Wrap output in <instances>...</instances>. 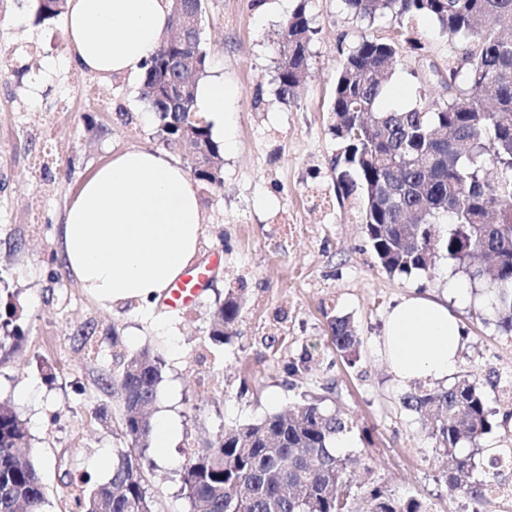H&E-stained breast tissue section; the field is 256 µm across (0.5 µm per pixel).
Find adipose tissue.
<instances>
[{"instance_id": "obj_1", "label": "adipose tissue", "mask_w": 512, "mask_h": 512, "mask_svg": "<svg viewBox=\"0 0 512 512\" xmlns=\"http://www.w3.org/2000/svg\"><path fill=\"white\" fill-rule=\"evenodd\" d=\"M70 60L103 76H137L168 28L165 0H67ZM233 91L223 79L199 82L196 104L213 137L224 134ZM203 235L199 199L188 173L160 150L113 155L81 186L60 229L61 258L101 306L151 304L196 259ZM383 342L403 387L447 380L462 329L444 303L402 297L385 322Z\"/></svg>"}]
</instances>
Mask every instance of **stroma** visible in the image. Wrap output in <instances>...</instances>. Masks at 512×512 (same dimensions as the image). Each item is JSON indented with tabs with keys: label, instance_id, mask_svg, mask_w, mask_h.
<instances>
[{
	"label": "stroma",
	"instance_id": "35a3bbf8",
	"mask_svg": "<svg viewBox=\"0 0 512 512\" xmlns=\"http://www.w3.org/2000/svg\"><path fill=\"white\" fill-rule=\"evenodd\" d=\"M205 0V78L234 91L224 131L222 186L196 185L204 235L198 265L211 266L197 303L176 310L155 301L109 311L81 288L58 257V227L81 183L112 154L161 148L141 82L102 78L69 60L62 17L40 22L34 0H0V314L16 308L20 338L0 347V404L31 435L50 512H68L63 469L98 482L112 468L101 456L129 447L114 382L120 358L148 348L164 361L154 419L175 426L155 449L144 479L153 512H188L180 472L191 450L225 426L259 419L318 393L335 380L355 426L349 451L369 458L371 482L428 502L433 512H471L438 477L433 440L399 403L382 345L386 315L412 290L447 300L465 328L458 371L495 367L512 381V337L483 322L487 291L451 272L435 277L386 273L361 226L359 208L339 199L328 130L340 64L361 35L395 37L397 21L348 13L342 0H310L311 68L297 98L277 94L276 41L297 0ZM424 52L403 49L390 81L398 105L417 95L425 61L446 67L451 43L421 22ZM242 299L235 332L211 343L212 313L227 292ZM350 316L362 338L360 360L338 355L324 310ZM92 333L84 346L81 331ZM314 358L299 377L286 364L303 349Z\"/></svg>",
	"mask_w": 512,
	"mask_h": 512
}]
</instances>
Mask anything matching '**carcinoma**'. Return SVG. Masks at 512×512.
Segmentation results:
<instances>
[{
    "label": "carcinoma",
    "instance_id": "1",
    "mask_svg": "<svg viewBox=\"0 0 512 512\" xmlns=\"http://www.w3.org/2000/svg\"><path fill=\"white\" fill-rule=\"evenodd\" d=\"M299 3L278 43L277 93L293 99L310 69L315 30ZM353 16L371 23L391 18L402 25V41L363 35L338 71L329 110L336 140L331 170L338 196L362 209L364 233L387 273L433 275L438 261H453L470 280L485 284L492 303L488 316L498 331L512 335V0H342ZM67 0H36V14L51 19ZM425 17L455 44L448 66L429 65L426 81L438 85L435 97L421 94L415 104L382 108L387 81L400 64V46L424 49L406 23ZM165 48L151 55L142 76V95L158 123L166 147L182 150L190 137L213 159L221 146L207 124L195 118L196 95L172 104L165 86L172 78L161 62ZM180 51L207 65L201 42L185 40ZM195 182L223 183L217 164L194 171ZM448 230H440L443 219ZM241 312L233 293L215 309L218 324L210 339L224 343ZM332 342L342 360H360L361 336L347 315L325 314ZM117 385L124 409L123 434L130 448L115 450L112 474L97 484L65 469L72 487L70 512H151L144 485L152 463L148 413L157 398L164 362L148 348L121 357ZM500 382L490 367L483 375L461 372L446 385L417 381L400 397L435 440L434 459L442 467L448 494L483 512L489 487L504 477L512 448H484L480 440L509 416L496 420L485 387ZM328 381L322 394H303L288 409L224 428V436L197 449L181 473L189 512H431L417 497L398 498L383 485L366 488L359 469L371 470L359 456L336 453V439L353 421L323 403L335 394ZM30 435L15 412L0 405V512H48V499L33 458ZM485 456L484 478L469 479L474 458Z\"/></svg>",
    "mask_w": 512,
    "mask_h": 512
}]
</instances>
